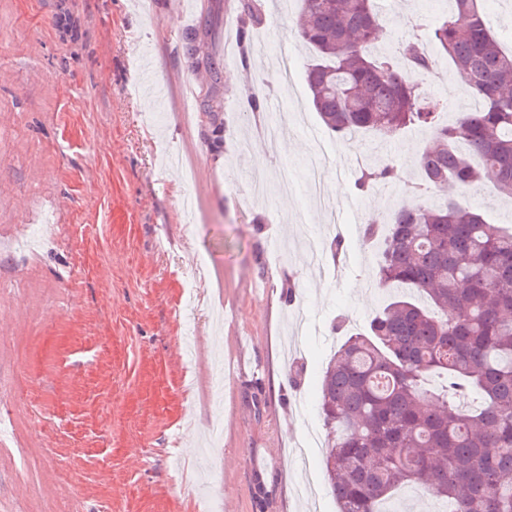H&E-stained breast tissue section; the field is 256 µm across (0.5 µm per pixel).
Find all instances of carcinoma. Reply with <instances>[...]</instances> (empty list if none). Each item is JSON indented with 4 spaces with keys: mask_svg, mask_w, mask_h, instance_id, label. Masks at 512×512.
I'll list each match as a JSON object with an SVG mask.
<instances>
[{
    "mask_svg": "<svg viewBox=\"0 0 512 512\" xmlns=\"http://www.w3.org/2000/svg\"><path fill=\"white\" fill-rule=\"evenodd\" d=\"M298 35L312 52L305 79L323 124L386 142L417 126L432 143L416 158L427 189L488 184L512 198V52L502 50L478 0H452L437 21L388 51L374 0H300ZM448 57L478 102L452 124L443 103L422 102L428 47ZM397 177L392 164L362 169L360 192ZM380 241L372 278L426 298H392L364 334L350 336L324 371L319 412L325 473L338 512H390L393 490L413 484L443 512H512V228L489 223L458 198L392 210L362 228ZM432 372L442 393L424 388ZM476 389L475 411L455 399Z\"/></svg>",
    "mask_w": 512,
    "mask_h": 512,
    "instance_id": "cac0c4a2",
    "label": "carcinoma"
}]
</instances>
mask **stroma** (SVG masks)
<instances>
[{
	"mask_svg": "<svg viewBox=\"0 0 512 512\" xmlns=\"http://www.w3.org/2000/svg\"><path fill=\"white\" fill-rule=\"evenodd\" d=\"M261 4L245 68L240 0H0V512H337L323 450H295L321 422L329 361L390 296L353 211L414 203L431 133L382 151L329 132L296 13ZM448 7L382 12L397 42ZM192 27L218 80L185 53ZM438 72L421 92L450 123L475 101L446 57ZM319 147L332 227L304 192ZM358 152L399 177L359 192Z\"/></svg>",
	"mask_w": 512,
	"mask_h": 512,
	"instance_id": "1",
	"label": "stroma"
}]
</instances>
